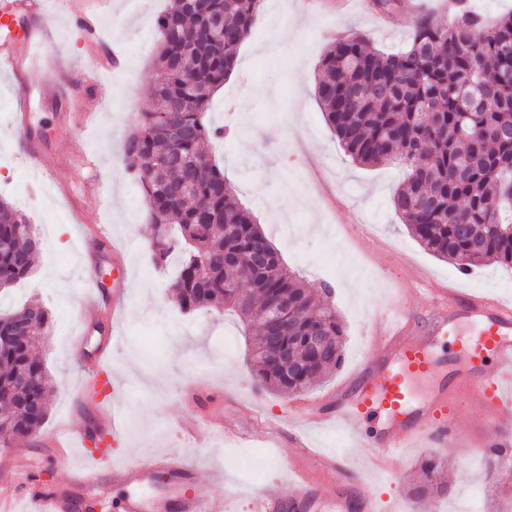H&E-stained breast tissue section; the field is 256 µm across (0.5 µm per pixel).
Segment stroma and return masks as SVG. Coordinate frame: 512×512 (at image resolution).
<instances>
[{
	"label": "stroma",
	"mask_w": 512,
	"mask_h": 512,
	"mask_svg": "<svg viewBox=\"0 0 512 512\" xmlns=\"http://www.w3.org/2000/svg\"><path fill=\"white\" fill-rule=\"evenodd\" d=\"M173 0H112L101 25L108 45L90 46L56 14L51 25L56 46L37 59L28 74L31 107L24 123L10 112L13 87L0 74V197L15 203L37 228L40 253L33 274L0 291V310L9 311L31 297L47 308L52 328L37 354L47 368L50 406L31 438L15 440L31 466L52 484L65 486L66 472L49 459L46 438L65 433L85 392L84 355L108 348L105 364L111 394L96 400L115 407L133 428H122L112 446L114 464L131 462L147 451H176L197 465L200 479L223 469L236 485L235 498L213 489L222 512H254L263 485L291 476V427L287 415L294 396L258 388L257 367L233 315L184 312L169 288L178 261L158 271L149 262L153 226L140 185L123 162V145L140 112L151 106L148 91L158 80L156 20ZM324 0H268L238 50L240 68L213 97L208 121L236 128L235 137L207 142L208 154L240 204L297 272L307 288L330 284L329 299L344 325V359L309 392L318 401L351 383L377 359L384 327L379 313L409 290L404 307L420 332L431 325L444 292L463 289L512 300V268L480 266L461 274L450 261L425 251L390 205L403 179L394 166L363 168L353 163L326 122L316 95V68L325 50L340 37H361L367 48L390 53L404 46L414 19L423 13L443 19L448 0H400L388 20L347 10L336 12ZM120 60L99 82L78 87L72 105L59 111L43 87L52 72H80L90 60ZM36 144L42 166H23L20 141ZM109 232L124 250L123 266L100 248L94 231ZM93 258L100 288L125 283L128 307L120 320L104 313L106 333L81 323L86 298V258ZM198 379L222 392L224 423L239 440H213L192 446L175 430L191 406L181 386ZM466 427L438 449L443 471L456 484L454 499H432L433 512H457L458 498L475 491L477 512H497L500 488L484 483L480 459V416L461 405ZM315 450L340 457L347 488L365 486L388 506L404 500L407 487L425 479L422 461L429 451L408 448L389 468L367 460L340 430L308 433Z\"/></svg>",
	"instance_id": "35a3bbf8"
}]
</instances>
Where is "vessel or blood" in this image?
<instances>
[{
	"instance_id": "obj_1",
	"label": "vessel or blood",
	"mask_w": 512,
	"mask_h": 512,
	"mask_svg": "<svg viewBox=\"0 0 512 512\" xmlns=\"http://www.w3.org/2000/svg\"><path fill=\"white\" fill-rule=\"evenodd\" d=\"M67 22L79 28L91 43H99L100 16L111 9L112 0H97L98 11L82 8V0H61ZM48 0H0V72L24 80L28 58L49 49ZM88 295L81 309L85 317L99 316L111 298L88 278ZM470 320L475 339L463 344L454 364L434 355L436 342L451 335L453 320ZM382 358L368 367L353 391L337 393L312 414L316 425L336 423L354 428L358 448L378 456H394L416 441L429 448H443L464 422L458 412L461 400L478 401L485 414V445L512 446V438L500 434L498 403L512 389V303L484 295H466L442 301L425 336L411 335L403 314H396L381 345ZM493 362L495 370L482 367ZM186 394L196 407L190 430L198 440L233 437L224 425L221 408L209 388L190 382ZM58 465L70 476L66 488L40 481L24 456H16L7 475L31 512H79L85 499L105 496L110 486L123 487L121 512H218L213 486L224 484L223 471H211L199 482L193 463L167 453H148L122 467L114 466L110 449L93 456L89 468L72 470L59 437H52ZM296 453L314 461L316 471L298 469L293 481L266 489L257 500L256 512H284L302 505L305 512H342L345 494L336 488L342 466L338 458L314 454L305 434L296 436ZM164 476L166 493L145 497L143 486L154 476Z\"/></svg>"
}]
</instances>
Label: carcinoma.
<instances>
[{"label":"carcinoma","instance_id":"1","mask_svg":"<svg viewBox=\"0 0 512 512\" xmlns=\"http://www.w3.org/2000/svg\"><path fill=\"white\" fill-rule=\"evenodd\" d=\"M260 0H174L157 20V68L152 108L127 138L125 160L146 196L149 218L162 225L151 261L163 269L180 258L171 285L185 311H235L254 330L257 382L270 391H307L340 366L344 326L321 292L306 288L285 267L250 212L236 201L224 170L202 150L220 136L207 120L212 93L224 85ZM223 16L224 35L209 34ZM493 96L481 110L467 99ZM316 93L326 120L353 162L393 165L406 177L392 196L395 212L429 253L465 273L476 265L512 267V12L489 19L467 11L448 20L416 21L406 49L369 51L357 37L327 48ZM38 239L28 217L0 198V290L32 272ZM296 317L285 332L288 357L267 350L276 324L275 298ZM50 315L32 301L0 313V446L27 438L48 414L46 372L33 349L49 332ZM331 338L319 356L307 337ZM439 458L423 463L431 475L409 490L424 504L452 497L455 486L435 477Z\"/></svg>","mask_w":512,"mask_h":512}]
</instances>
